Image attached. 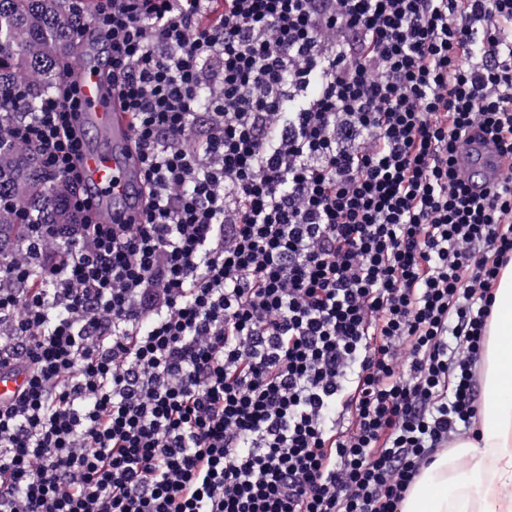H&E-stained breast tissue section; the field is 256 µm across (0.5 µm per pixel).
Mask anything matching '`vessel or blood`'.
I'll return each instance as SVG.
<instances>
[{"mask_svg":"<svg viewBox=\"0 0 512 512\" xmlns=\"http://www.w3.org/2000/svg\"><path fill=\"white\" fill-rule=\"evenodd\" d=\"M106 59L81 66L71 75L81 101L80 122L85 135L80 148V169L89 193L103 206L101 223L139 211L141 170L132 155L129 117L102 79ZM457 164L469 175L473 193H481L499 182L506 166L495 145L483 139L480 130H471ZM26 376L20 372H0V400L7 401L23 390Z\"/></svg>","mask_w":512,"mask_h":512,"instance_id":"b4317fda","label":"vessel or blood"}]
</instances>
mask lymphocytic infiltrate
<instances>
[{"instance_id":"1","label":"lymphocytic infiltrate","mask_w":512,"mask_h":512,"mask_svg":"<svg viewBox=\"0 0 512 512\" xmlns=\"http://www.w3.org/2000/svg\"><path fill=\"white\" fill-rule=\"evenodd\" d=\"M92 39L148 199L96 222L73 83L0 102L83 217L0 255V512H397L477 435L512 0H98ZM466 138L469 142L457 156V165L468 172L470 190L480 194L499 182L506 165L495 145L490 140H483L479 129H472ZM26 375L20 372H0V400L8 401L23 390Z\"/></svg>"}]
</instances>
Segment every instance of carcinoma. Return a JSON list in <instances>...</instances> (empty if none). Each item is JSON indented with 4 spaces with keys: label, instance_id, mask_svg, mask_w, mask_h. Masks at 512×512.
Segmentation results:
<instances>
[{
    "label": "carcinoma",
    "instance_id": "carcinoma-1",
    "mask_svg": "<svg viewBox=\"0 0 512 512\" xmlns=\"http://www.w3.org/2000/svg\"><path fill=\"white\" fill-rule=\"evenodd\" d=\"M80 17L64 0H0V97L17 86L27 95V111L56 88L72 49ZM72 185L46 172L37 153L14 142L0 126V242L18 248L25 224H79L66 206Z\"/></svg>",
    "mask_w": 512,
    "mask_h": 512
}]
</instances>
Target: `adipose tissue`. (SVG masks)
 <instances>
[{
  "instance_id": "1",
  "label": "adipose tissue",
  "mask_w": 512,
  "mask_h": 512,
  "mask_svg": "<svg viewBox=\"0 0 512 512\" xmlns=\"http://www.w3.org/2000/svg\"><path fill=\"white\" fill-rule=\"evenodd\" d=\"M488 334L480 437L457 447L470 465L452 479L447 454L437 455L399 512H512V261L500 272Z\"/></svg>"
}]
</instances>
